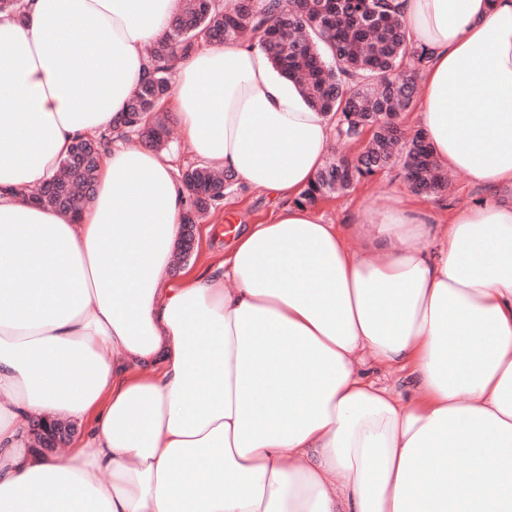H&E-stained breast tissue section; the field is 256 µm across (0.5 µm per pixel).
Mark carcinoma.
<instances>
[{
  "label": "carcinoma",
  "instance_id": "cac0c4a2",
  "mask_svg": "<svg viewBox=\"0 0 512 512\" xmlns=\"http://www.w3.org/2000/svg\"><path fill=\"white\" fill-rule=\"evenodd\" d=\"M258 42L272 67L296 82L307 103L331 115L339 140L358 142L352 156L330 158L296 199L314 206L383 171L398 168L416 194L448 193V172L434 160L422 132L407 136L390 118L407 111L417 95L416 77L428 62L392 11L390 0H237L231 12L223 0H183L171 29L147 52L149 77L128 100L123 136L162 143V103L170 94L175 63L199 41ZM372 130L364 137L365 129ZM112 130L76 140L80 152L101 154ZM63 177L31 195L39 203L77 216L93 200L98 171L95 157L72 166L62 160ZM186 223L195 224L217 208L236 183L234 174L206 165L182 172Z\"/></svg>",
  "mask_w": 512,
  "mask_h": 512
}]
</instances>
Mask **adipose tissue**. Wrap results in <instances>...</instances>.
Segmentation results:
<instances>
[{
	"label": "adipose tissue",
	"instance_id": "ef3b65f1",
	"mask_svg": "<svg viewBox=\"0 0 512 512\" xmlns=\"http://www.w3.org/2000/svg\"><path fill=\"white\" fill-rule=\"evenodd\" d=\"M178 2L0 15V512H512V0H392L429 57L413 123L482 194L446 216L323 223L296 199L329 116L259 45L178 63L164 108L195 157L279 205L176 280L172 159L114 140L75 220L28 194L118 128ZM34 417L82 432L37 456ZM359 370L377 385L385 387L395 394L406 397L411 393V377L406 371L389 368L372 360L363 361L359 365Z\"/></svg>",
	"mask_w": 512,
	"mask_h": 512
}]
</instances>
